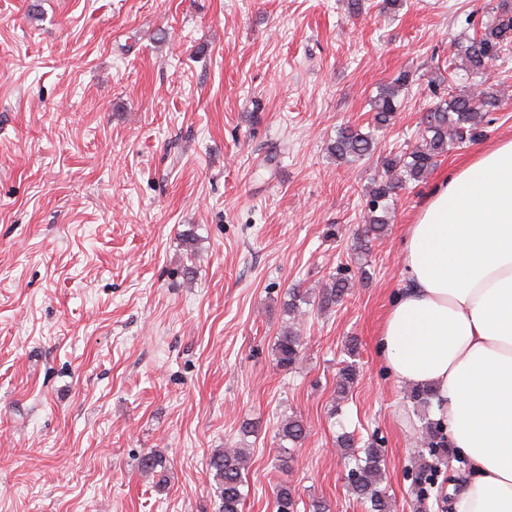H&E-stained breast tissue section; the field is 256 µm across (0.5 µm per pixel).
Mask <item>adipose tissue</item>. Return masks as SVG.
I'll use <instances>...</instances> for the list:
<instances>
[{
	"label": "adipose tissue",
	"instance_id": "ef3b65f1",
	"mask_svg": "<svg viewBox=\"0 0 512 512\" xmlns=\"http://www.w3.org/2000/svg\"><path fill=\"white\" fill-rule=\"evenodd\" d=\"M403 263L406 287L379 329L386 363L439 394L470 465L456 512H512V140L430 190Z\"/></svg>",
	"mask_w": 512,
	"mask_h": 512
}]
</instances>
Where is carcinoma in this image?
I'll return each mask as SVG.
<instances>
[{"label": "carcinoma", "mask_w": 512, "mask_h": 512, "mask_svg": "<svg viewBox=\"0 0 512 512\" xmlns=\"http://www.w3.org/2000/svg\"><path fill=\"white\" fill-rule=\"evenodd\" d=\"M512 49V0H498L488 12L487 20L479 31L456 43V55L464 63L468 89L460 91L448 87L446 95L426 113L420 144L404 155L386 156L382 160L384 176L374 182L368 193L367 212L362 233L358 238V249L368 250V244L382 235L390 219V201L397 191L411 182H418L432 170L437 158L449 149L465 142L475 141L484 135V116L498 107L500 95L491 88L483 87V75L488 63L497 61ZM409 85V74L402 72L371 102L372 130L364 133L346 125L340 127L329 146L330 154L338 161H353L373 154L374 132L389 125L399 107V97ZM349 282L345 278H331L319 291L318 307L327 310L336 305L347 293ZM306 295L299 288L289 291L286 312L289 320L296 321L302 315L301 304ZM277 364L282 368L294 365L301 357L302 344L294 325L285 327L274 344ZM306 430L301 420L290 417L278 427L279 440L299 442ZM421 438L430 455L442 457L448 454L443 428L440 424L426 422L421 426ZM339 447L346 456L355 460L348 473L352 492L370 503L372 512H388L387 496L381 483V449L364 448L356 453L353 438L341 439ZM246 454L241 448H223L209 460L214 471L216 485L214 494L219 500L218 512H242L245 494L243 471ZM276 512H297V499L291 485L281 482L275 487Z\"/></svg>", "instance_id": "obj_1"}]
</instances>
